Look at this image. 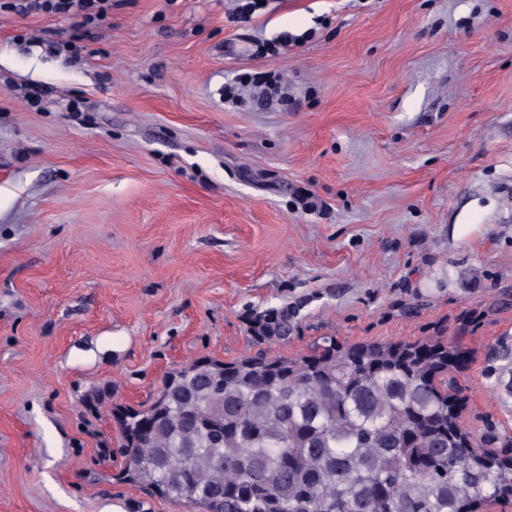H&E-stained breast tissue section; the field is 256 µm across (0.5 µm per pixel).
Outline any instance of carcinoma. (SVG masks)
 Wrapping results in <instances>:
<instances>
[{
	"label": "carcinoma",
	"mask_w": 512,
	"mask_h": 512,
	"mask_svg": "<svg viewBox=\"0 0 512 512\" xmlns=\"http://www.w3.org/2000/svg\"><path fill=\"white\" fill-rule=\"evenodd\" d=\"M458 342L327 338L299 359L200 358L114 408L124 476L201 512H478L512 496L508 435L475 444Z\"/></svg>",
	"instance_id": "obj_1"
}]
</instances>
